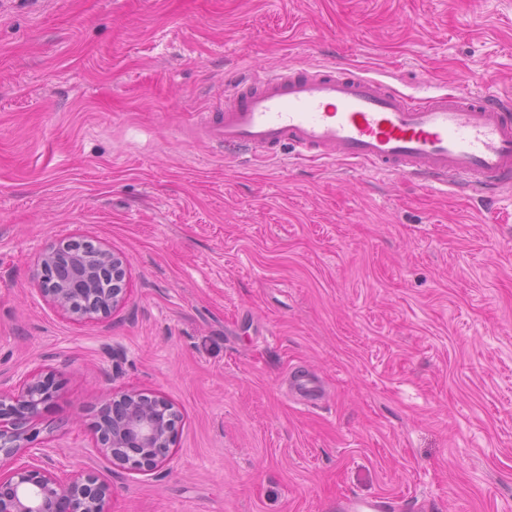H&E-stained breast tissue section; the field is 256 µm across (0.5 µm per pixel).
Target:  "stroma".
<instances>
[{
  "label": "stroma",
  "instance_id": "35a3bbf8",
  "mask_svg": "<svg viewBox=\"0 0 512 512\" xmlns=\"http://www.w3.org/2000/svg\"><path fill=\"white\" fill-rule=\"evenodd\" d=\"M290 64L506 95L512 0H0V383L54 373L34 445L105 475L112 512H512V190L199 137L232 78ZM65 237L129 258L108 316L36 293ZM112 387L179 409L158 469L97 457ZM290 390L298 395L302 400L310 404H318L322 400L323 394L320 387L312 379L307 378L299 371H293L289 378ZM394 510L389 498L377 497L371 499L348 497L343 499L345 512H390Z\"/></svg>",
  "mask_w": 512,
  "mask_h": 512
}]
</instances>
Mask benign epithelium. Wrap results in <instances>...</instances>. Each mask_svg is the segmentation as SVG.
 Here are the masks:
<instances>
[{
	"label": "benign epithelium",
	"mask_w": 512,
	"mask_h": 512,
	"mask_svg": "<svg viewBox=\"0 0 512 512\" xmlns=\"http://www.w3.org/2000/svg\"><path fill=\"white\" fill-rule=\"evenodd\" d=\"M129 260L100 245L86 257L66 248V241L43 244L36 259V291L66 318L79 322L104 315L124 301L120 287ZM112 276L101 294L99 276ZM86 302L75 306L73 297ZM54 390L39 371L21 374L7 390L0 388V512H112L111 484L97 475L64 473L47 454L20 468L7 460L35 452L32 424ZM106 414L110 423L93 428L97 451L114 466L152 471L164 464L175 446L181 415L161 396L148 399L133 390L112 393Z\"/></svg>",
	"instance_id": "7a95c632"
}]
</instances>
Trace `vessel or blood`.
I'll list each match as a JSON object with an SVG mask.
<instances>
[{
    "mask_svg": "<svg viewBox=\"0 0 512 512\" xmlns=\"http://www.w3.org/2000/svg\"><path fill=\"white\" fill-rule=\"evenodd\" d=\"M201 130L208 142L277 157L338 158L429 187L470 188L493 200L512 188V100L444 93L416 101L373 77L336 67L286 66L242 80ZM291 391L310 404L323 394L299 372ZM344 512H392L385 497H348Z\"/></svg>",
    "mask_w": 512,
    "mask_h": 512,
    "instance_id": "b4317fda",
    "label": "vessel or blood"
}]
</instances>
